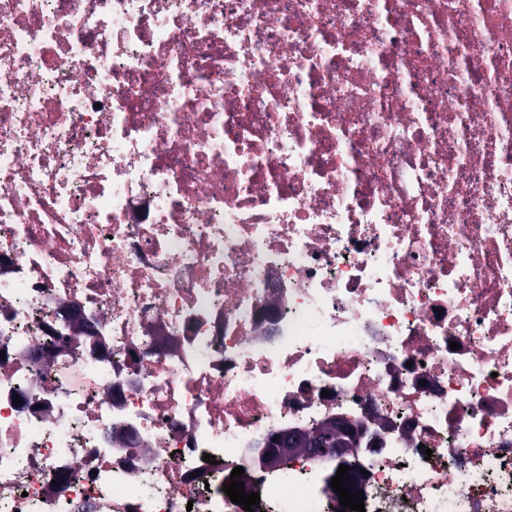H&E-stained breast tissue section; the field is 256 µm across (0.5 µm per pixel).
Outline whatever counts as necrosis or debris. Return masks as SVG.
<instances>
[{
  "instance_id": "obj_1",
  "label": "necrosis or debris",
  "mask_w": 512,
  "mask_h": 512,
  "mask_svg": "<svg viewBox=\"0 0 512 512\" xmlns=\"http://www.w3.org/2000/svg\"><path fill=\"white\" fill-rule=\"evenodd\" d=\"M335 417L254 512H512V0H0V512ZM331 422H335L336 433L338 435L335 448H326L323 444L312 440V448H307L306 452L304 453L305 455L312 458H318L330 455L332 452L343 454H354L357 452L358 448H346L348 447V443L344 440V436L347 434V432L351 431L352 425L343 418H333L331 419Z\"/></svg>"
}]
</instances>
